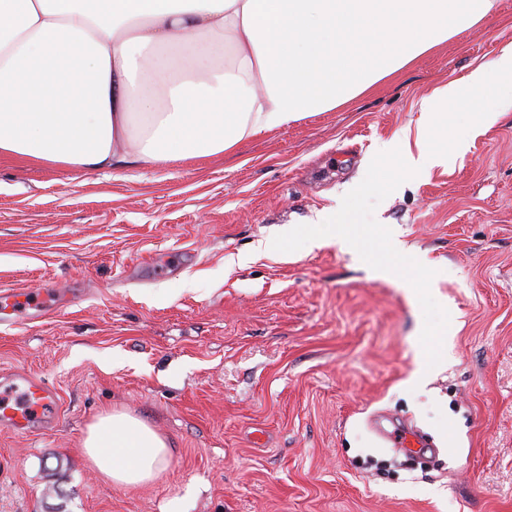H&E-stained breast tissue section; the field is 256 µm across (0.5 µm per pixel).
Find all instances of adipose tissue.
<instances>
[{"mask_svg":"<svg viewBox=\"0 0 512 512\" xmlns=\"http://www.w3.org/2000/svg\"><path fill=\"white\" fill-rule=\"evenodd\" d=\"M495 0H0V155L84 172L224 153L345 104L488 16ZM512 98V43L425 100L475 126ZM98 476L135 488L170 463L124 411L90 424Z\"/></svg>","mask_w":512,"mask_h":512,"instance_id":"obj_1","label":"adipose tissue"}]
</instances>
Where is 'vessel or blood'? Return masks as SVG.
<instances>
[{
	"label": "vessel or blood",
	"instance_id": "b4317fda",
	"mask_svg": "<svg viewBox=\"0 0 512 512\" xmlns=\"http://www.w3.org/2000/svg\"><path fill=\"white\" fill-rule=\"evenodd\" d=\"M49 301L48 296L33 291L25 299L0 297V315L11 323H20L29 317L30 310H43ZM0 430L27 435L35 429L54 424L59 415L58 403L51 388L41 379L21 374L19 382L1 383ZM379 436L393 447L409 453L425 452L429 444L416 431L405 425L393 430L379 429Z\"/></svg>",
	"mask_w": 512,
	"mask_h": 512
}]
</instances>
